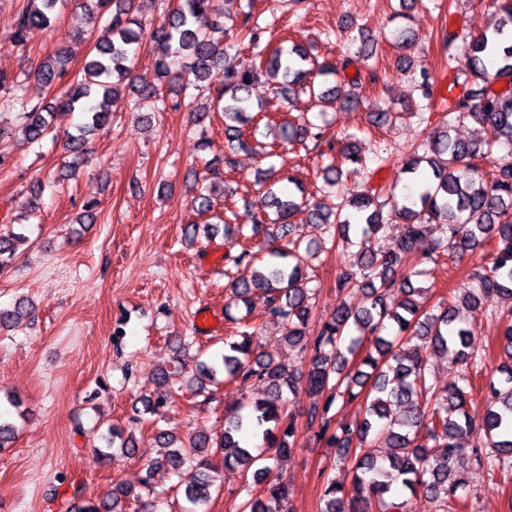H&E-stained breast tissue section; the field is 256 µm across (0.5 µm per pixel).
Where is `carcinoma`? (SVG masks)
Segmentation results:
<instances>
[{"instance_id":"carcinoma-1","label":"carcinoma","mask_w":512,"mask_h":512,"mask_svg":"<svg viewBox=\"0 0 512 512\" xmlns=\"http://www.w3.org/2000/svg\"><path fill=\"white\" fill-rule=\"evenodd\" d=\"M60 0H27L18 11L12 42H24L27 32L50 27ZM112 6L109 34L94 44V53L79 76L68 70V58L59 52L47 57L32 72L38 81L56 87L68 81L63 105L86 114L77 133L67 137L72 160L63 166L64 176H73L94 152L90 136L109 122L112 109L125 89L137 95L139 103L162 101L165 80H181L189 85L207 83L216 100L197 106L184 103L192 123L203 127L211 113L224 112L227 141L246 145L242 128L254 121L250 86L262 75L275 82L283 98L307 91L320 113L336 104L354 109L357 94L347 84L336 81L318 89L312 75L339 76L338 64L326 60L316 68L305 69L307 52L300 45L278 46L270 53L261 48L269 25L248 11L232 25L236 36L258 49L259 65L246 67L235 62L214 39L217 24L212 17H223L221 0H161L163 16L149 33L136 15L135 0H80L84 24L94 22L99 10ZM503 17L492 31L477 36L462 63L460 74L448 84V95L436 102L430 72L420 69L415 90L427 110L443 107L441 126L429 133L401 165L403 174H426L427 182L416 194L402 197L383 189L357 192L339 203L325 199L298 200L289 185H298L289 174L288 156H282L275 182L258 183L251 225L233 224L224 216V244L237 246L236 255L224 256L225 288L229 291L224 318L237 323L247 319L232 313L239 304H248L255 290L267 294L264 321L282 328L284 340L302 354L301 364L289 365L256 351L257 327L238 330L224 339V353L213 364H201L195 377V396L201 403L216 401L207 384L217 376L246 384L258 381L266 387V397L241 405L229 415L224 433L213 438L199 431L182 439L161 426L175 406L177 380L182 366L159 369L158 390L138 400L129 424L148 420L154 441L166 453L143 466L139 486L120 483L95 499L85 498V487L71 484L66 508L73 512H159L160 493L153 477L162 467L174 471L194 464L192 481L183 496L191 512H208L216 491L219 467L241 469L245 493L242 512H290L291 489L278 482L273 473L294 450L297 420L286 410L291 397L305 393L314 399L307 412V425L319 427L326 447L336 449V461L351 463V486L321 472L320 512H370L372 505L383 512H414L417 504L398 496H411L438 508L454 512L456 497L465 486L464 472L469 464L491 474L512 476V152L499 155L501 144L463 141L451 135L455 122L472 118L497 128L502 144L512 146V44L504 45L512 33V4L500 5ZM153 42V78L136 75L137 47L143 36ZM393 40L409 50L419 40V32L406 26L393 33ZM188 69L177 70L182 58ZM503 83L495 88L497 83ZM0 89L15 93V102L24 113V135L39 143L52 132L53 113L31 104L20 95L19 77L0 73ZM267 134L280 144L313 143V149L330 163L322 168L324 193L358 171L362 157L350 136L336 147L324 129L308 120L266 123ZM493 164L490 175L480 172L478 162ZM224 179L203 178L196 184L190 204L198 213L209 211L214 196H224ZM309 208L310 222L324 230L336 245L347 248L360 238L353 254V267L336 278L337 293L359 295L362 301L351 306L340 302L328 316L313 310L316 289L303 269L312 254V241L295 237L290 218L300 206ZM401 217L405 229L394 247L383 252L373 240L384 228V209ZM493 240L496 251L491 265L476 266L469 283L456 293L443 297L436 310L422 307L421 288L412 278L427 274L424 268L407 267L417 246H425L422 259L435 261L444 256L462 257ZM27 241L23 233L0 234V274L7 273ZM252 268L250 276L240 267ZM497 301L502 324L499 342L498 377H489L483 397L485 412L475 421L468 407L475 402L471 376L463 373L458 381L443 388L430 381L429 356L442 355L466 369H483L490 356L475 350L472 328L465 315L489 301ZM34 306L20 298L9 309H0V325L15 324L33 315ZM357 335H352V332ZM418 339L423 347L411 346ZM361 400L362 415L354 420H337L331 415L336 402ZM472 435L478 439L472 461L459 453L457 440ZM16 425L0 414V454L13 447ZM106 447L93 449L101 464H114L135 454L133 434L119 425L108 428ZM434 446H429V443Z\"/></svg>"}]
</instances>
